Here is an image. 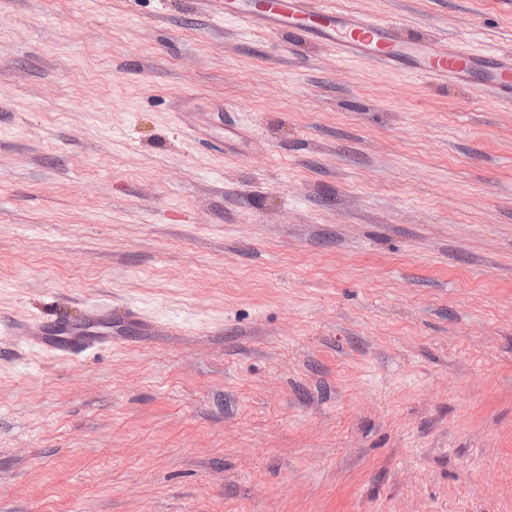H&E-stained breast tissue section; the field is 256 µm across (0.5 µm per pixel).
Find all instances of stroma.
Instances as JSON below:
<instances>
[{"instance_id": "obj_1", "label": "stroma", "mask_w": 512, "mask_h": 512, "mask_svg": "<svg viewBox=\"0 0 512 512\" xmlns=\"http://www.w3.org/2000/svg\"><path fill=\"white\" fill-rule=\"evenodd\" d=\"M327 2L512 54V0ZM0 512H512V103L210 0H0ZM56 336H41L40 331H32L31 336H36L35 341L42 347L60 354L61 356L70 355L73 350L77 347L83 346L84 344L80 340H70L68 337L61 335L78 336L77 333L70 329L69 325L64 322L54 329Z\"/></svg>"}]
</instances>
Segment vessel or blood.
Segmentation results:
<instances>
[{"mask_svg":"<svg viewBox=\"0 0 512 512\" xmlns=\"http://www.w3.org/2000/svg\"><path fill=\"white\" fill-rule=\"evenodd\" d=\"M225 11L248 25L273 30L288 27L296 35L317 37L330 44L339 55H353L378 65L402 63L413 72L433 78L463 77L477 65L487 68L486 84L497 95L512 98V56L496 55L479 59L465 48L449 47L435 52L422 41L405 37L393 22H372L354 14L326 7L324 0H224ZM69 325L56 326L54 335L37 336L42 347L63 356L76 347L70 340Z\"/></svg>","mask_w":512,"mask_h":512,"instance_id":"b4317fda","label":"vessel or blood"}]
</instances>
